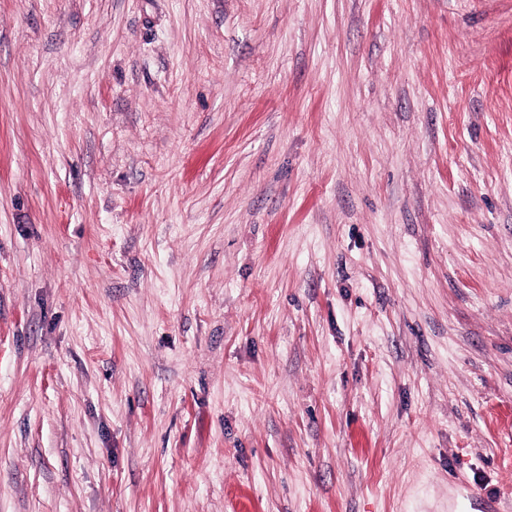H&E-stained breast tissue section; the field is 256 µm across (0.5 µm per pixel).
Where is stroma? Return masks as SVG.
I'll return each mask as SVG.
<instances>
[{
	"label": "stroma",
	"instance_id": "1",
	"mask_svg": "<svg viewBox=\"0 0 512 512\" xmlns=\"http://www.w3.org/2000/svg\"><path fill=\"white\" fill-rule=\"evenodd\" d=\"M512 512V0H0V512Z\"/></svg>",
	"mask_w": 512,
	"mask_h": 512
}]
</instances>
